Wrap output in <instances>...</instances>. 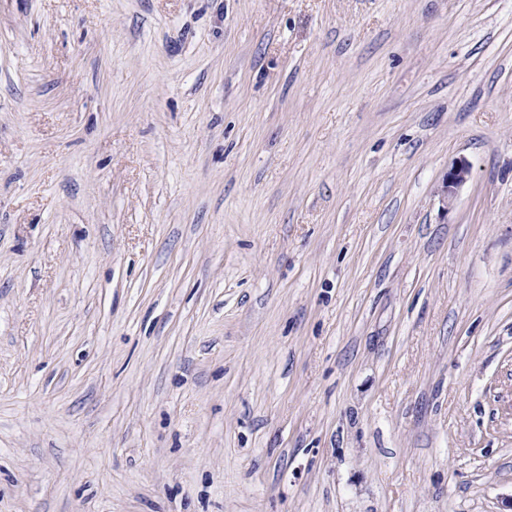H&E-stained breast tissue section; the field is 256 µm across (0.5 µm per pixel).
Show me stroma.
Returning <instances> with one entry per match:
<instances>
[{"instance_id":"1","label":"stroma","mask_w":512,"mask_h":512,"mask_svg":"<svg viewBox=\"0 0 512 512\" xmlns=\"http://www.w3.org/2000/svg\"><path fill=\"white\" fill-rule=\"evenodd\" d=\"M511 497L512 0H0V512ZM470 177V166L465 161L452 163L442 180L440 188L441 199L446 206L453 201L457 190L463 186Z\"/></svg>"}]
</instances>
